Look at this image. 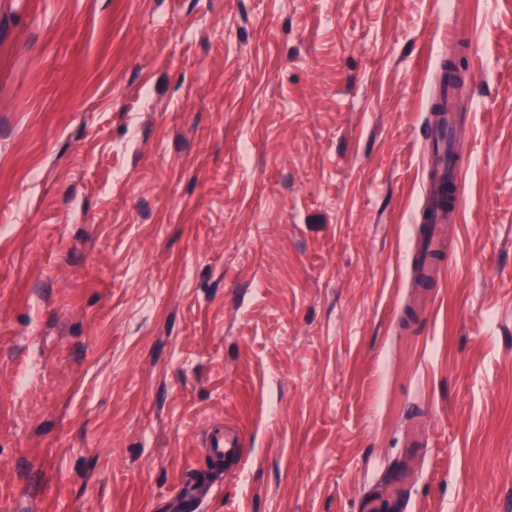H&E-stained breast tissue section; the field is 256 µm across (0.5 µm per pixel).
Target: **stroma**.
<instances>
[{
	"instance_id": "1",
	"label": "stroma",
	"mask_w": 512,
	"mask_h": 512,
	"mask_svg": "<svg viewBox=\"0 0 512 512\" xmlns=\"http://www.w3.org/2000/svg\"><path fill=\"white\" fill-rule=\"evenodd\" d=\"M186 477L198 512H512V0H0V512ZM440 95L445 98L444 110L435 113L436 127L433 134V148L424 161L427 174L425 192L427 195V218L425 224L418 225L416 237L421 236V250L416 257L422 258L426 251L435 250L443 254L447 241V225L459 220L461 199L456 196L457 187L462 177V167L459 162L448 166V155L459 156L458 131L455 117L454 93L448 86L441 83ZM451 183L454 196L449 207L443 202L445 188ZM208 458L215 465L235 461L240 456V434L234 427L224 425L214 428L208 434L206 443Z\"/></svg>"
}]
</instances>
